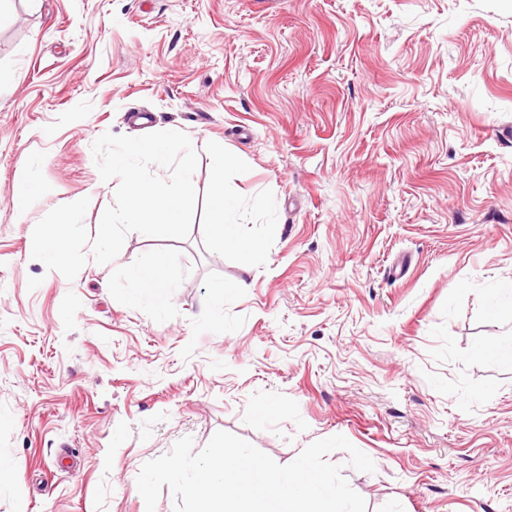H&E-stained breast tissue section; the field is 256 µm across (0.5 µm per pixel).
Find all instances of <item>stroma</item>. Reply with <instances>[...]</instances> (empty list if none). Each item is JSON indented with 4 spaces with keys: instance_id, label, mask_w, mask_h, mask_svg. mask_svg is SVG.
Segmentation results:
<instances>
[{
    "instance_id": "35a3bbf8",
    "label": "stroma",
    "mask_w": 512,
    "mask_h": 512,
    "mask_svg": "<svg viewBox=\"0 0 512 512\" xmlns=\"http://www.w3.org/2000/svg\"><path fill=\"white\" fill-rule=\"evenodd\" d=\"M0 73V512H146L143 464L220 430L282 465L344 436L367 512H512V364L479 352L512 338V0H6ZM147 130L198 155L189 235L33 259L50 210L114 204L94 141ZM218 151L255 252L210 237ZM160 256L163 312L132 301Z\"/></svg>"
}]
</instances>
